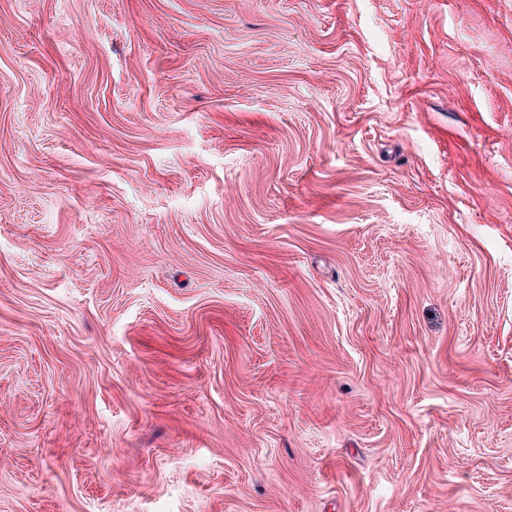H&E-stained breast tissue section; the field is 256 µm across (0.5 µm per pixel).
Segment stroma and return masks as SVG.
<instances>
[{
  "instance_id": "stroma-1",
  "label": "stroma",
  "mask_w": 512,
  "mask_h": 512,
  "mask_svg": "<svg viewBox=\"0 0 512 512\" xmlns=\"http://www.w3.org/2000/svg\"><path fill=\"white\" fill-rule=\"evenodd\" d=\"M0 512H512V0H0Z\"/></svg>"
}]
</instances>
